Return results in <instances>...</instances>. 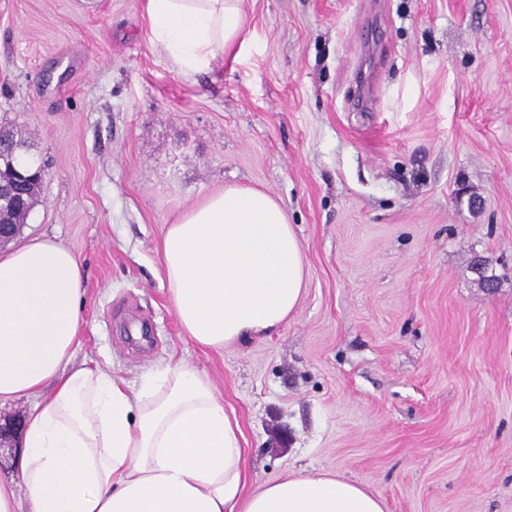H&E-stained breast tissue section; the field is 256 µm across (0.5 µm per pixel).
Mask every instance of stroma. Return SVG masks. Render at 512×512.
Wrapping results in <instances>:
<instances>
[{
    "label": "stroma",
    "instance_id": "1",
    "mask_svg": "<svg viewBox=\"0 0 512 512\" xmlns=\"http://www.w3.org/2000/svg\"><path fill=\"white\" fill-rule=\"evenodd\" d=\"M243 10L245 44L186 79L145 0H0V125L46 170L14 244L50 236L82 263L75 362L134 390L206 371L247 489L328 471L386 512H512V0ZM228 184L287 208L306 289L266 340L205 350L158 245Z\"/></svg>",
    "mask_w": 512,
    "mask_h": 512
}]
</instances>
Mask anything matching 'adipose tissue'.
<instances>
[{
	"instance_id": "obj_1",
	"label": "adipose tissue",
	"mask_w": 512,
	"mask_h": 512,
	"mask_svg": "<svg viewBox=\"0 0 512 512\" xmlns=\"http://www.w3.org/2000/svg\"><path fill=\"white\" fill-rule=\"evenodd\" d=\"M242 2L146 0L150 38L194 77L246 42ZM160 252L173 311L204 349L270 337L305 291L288 211L253 186L227 185L165 225ZM84 281L77 257L49 237L0 255V402L34 401L0 512H385L329 472L244 494L239 424L195 365L148 372L135 391L99 365L72 366Z\"/></svg>"
}]
</instances>
